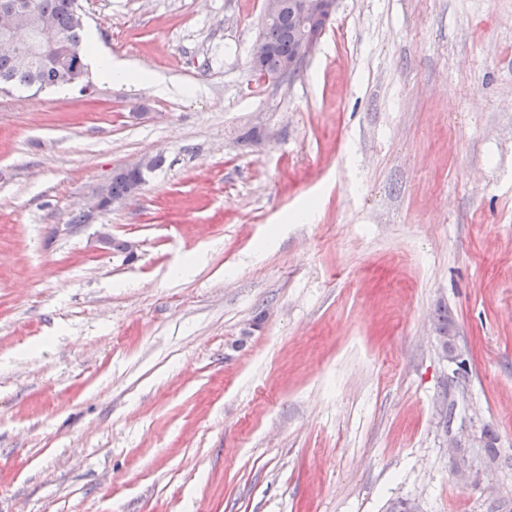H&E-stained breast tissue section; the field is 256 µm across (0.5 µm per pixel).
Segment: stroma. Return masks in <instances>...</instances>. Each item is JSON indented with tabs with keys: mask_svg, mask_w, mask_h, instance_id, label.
I'll use <instances>...</instances> for the list:
<instances>
[{
	"mask_svg": "<svg viewBox=\"0 0 512 512\" xmlns=\"http://www.w3.org/2000/svg\"><path fill=\"white\" fill-rule=\"evenodd\" d=\"M79 4L162 84L0 92V512H500L512 0H340L277 82L263 0ZM486 426L501 458L459 481L448 441ZM143 163L144 160L140 159L137 162L127 165L126 168L130 170H138L142 167ZM162 164V157L153 156L148 158L145 165L137 172H130L125 168L115 170L112 174V179L108 184V189L112 196L102 193L101 188L96 189L85 204L87 215L94 212L110 210L117 204H120L136 195L140 191L141 185L146 183L149 174L158 169ZM133 182L140 183L141 185L136 184L130 189Z\"/></svg>",
	"mask_w": 512,
	"mask_h": 512,
	"instance_id": "35a3bbf8",
	"label": "stroma"
}]
</instances>
